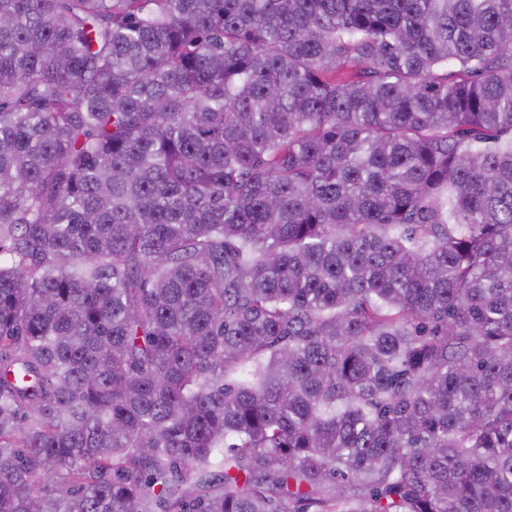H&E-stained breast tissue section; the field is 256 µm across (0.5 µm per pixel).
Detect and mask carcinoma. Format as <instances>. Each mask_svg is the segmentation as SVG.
I'll return each instance as SVG.
<instances>
[{
	"label": "carcinoma",
	"instance_id": "obj_1",
	"mask_svg": "<svg viewBox=\"0 0 512 512\" xmlns=\"http://www.w3.org/2000/svg\"><path fill=\"white\" fill-rule=\"evenodd\" d=\"M0 512H512V0H0Z\"/></svg>",
	"mask_w": 512,
	"mask_h": 512
}]
</instances>
